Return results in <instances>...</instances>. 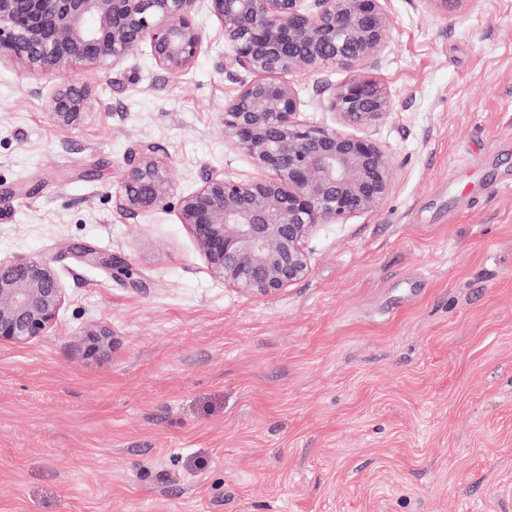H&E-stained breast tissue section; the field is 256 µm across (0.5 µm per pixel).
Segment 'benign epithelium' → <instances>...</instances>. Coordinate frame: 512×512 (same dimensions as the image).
<instances>
[{"label": "benign epithelium", "mask_w": 512, "mask_h": 512, "mask_svg": "<svg viewBox=\"0 0 512 512\" xmlns=\"http://www.w3.org/2000/svg\"><path fill=\"white\" fill-rule=\"evenodd\" d=\"M389 0H0V63L32 74L54 72L60 86L46 101L50 118L71 126L93 106L91 93L66 80L70 64L123 67L147 46L170 75L189 71L210 47L196 21L204 8L221 26L231 63L252 75L224 107L225 136L252 159L248 181L209 171L177 212L211 274L225 285L266 296L303 279L305 240L319 224H342L387 200L393 174L369 138L300 119L288 76L335 67L365 68L380 53L392 16ZM326 108L350 125L392 111V100L368 76L327 88ZM117 207L151 210L174 195L165 167L132 153L113 190ZM65 302L50 261L0 259V341L25 345L54 325ZM86 355L108 346L110 331H85Z\"/></svg>", "instance_id": "1"}]
</instances>
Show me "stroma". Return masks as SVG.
I'll return each mask as SVG.
<instances>
[{
    "label": "stroma",
    "mask_w": 512,
    "mask_h": 512,
    "mask_svg": "<svg viewBox=\"0 0 512 512\" xmlns=\"http://www.w3.org/2000/svg\"><path fill=\"white\" fill-rule=\"evenodd\" d=\"M389 7L368 71L389 115L322 107L349 70L291 80L303 121L382 148L391 192L317 226L307 276L268 296L214 278L178 219L205 171L256 174L221 124L250 75L218 67L207 11L185 74L145 49L70 68L95 100L72 127L46 112L58 77L0 65V258L49 260L65 293L45 336L0 342V512H512V0ZM136 146L177 195L127 215ZM84 336H86V355L94 358L105 351L108 346V336L111 335L107 325L100 323L88 328Z\"/></svg>",
    "instance_id": "1"
}]
</instances>
